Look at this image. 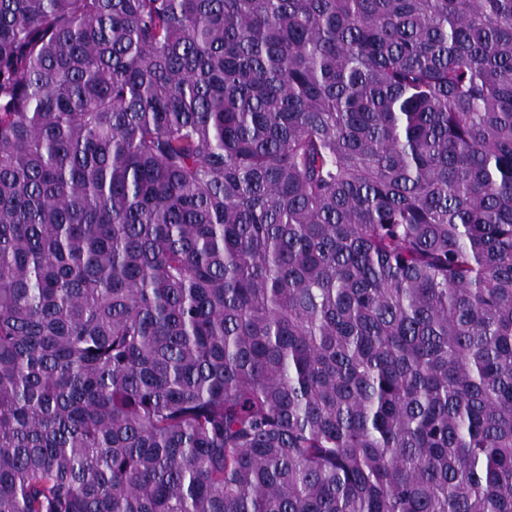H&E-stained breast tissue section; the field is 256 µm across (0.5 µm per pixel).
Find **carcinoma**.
Here are the masks:
<instances>
[{
	"label": "carcinoma",
	"instance_id": "carcinoma-1",
	"mask_svg": "<svg viewBox=\"0 0 512 512\" xmlns=\"http://www.w3.org/2000/svg\"><path fill=\"white\" fill-rule=\"evenodd\" d=\"M0 512H512V0H0Z\"/></svg>",
	"mask_w": 512,
	"mask_h": 512
}]
</instances>
